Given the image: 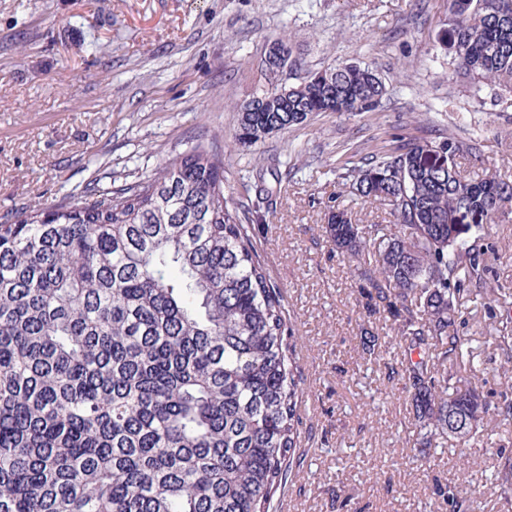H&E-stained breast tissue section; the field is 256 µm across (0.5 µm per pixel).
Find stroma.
I'll return each mask as SVG.
<instances>
[{"mask_svg": "<svg viewBox=\"0 0 512 512\" xmlns=\"http://www.w3.org/2000/svg\"><path fill=\"white\" fill-rule=\"evenodd\" d=\"M447 0H0V220L32 203L80 200L87 187L153 174L195 140L224 153V194L275 166L286 192L252 242L284 297L302 368L303 457L276 497L290 512H446L436 484H470L512 461V419L491 413L487 442L461 460L455 441L412 462V416L392 373L399 340L370 313L357 264L322 232L327 205L358 224H387L385 209L347 195L337 165L359 146L448 128L474 141L461 173L512 179V112L478 109L466 82L448 83L434 48ZM289 38L303 72L367 63L391 93L381 110L312 115L250 147L237 145V107L263 89L275 35ZM484 289L464 297L456 330L463 361L448 370L491 401L512 363V219L489 227ZM386 345L357 355L361 332Z\"/></svg>", "mask_w": 512, "mask_h": 512, "instance_id": "stroma-1", "label": "stroma"}]
</instances>
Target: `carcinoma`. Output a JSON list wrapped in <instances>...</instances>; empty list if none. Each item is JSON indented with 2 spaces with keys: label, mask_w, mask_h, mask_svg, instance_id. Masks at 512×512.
Listing matches in <instances>:
<instances>
[{
  "label": "carcinoma",
  "mask_w": 512,
  "mask_h": 512,
  "mask_svg": "<svg viewBox=\"0 0 512 512\" xmlns=\"http://www.w3.org/2000/svg\"><path fill=\"white\" fill-rule=\"evenodd\" d=\"M436 47L448 82L512 108V0H448ZM284 68L238 109L246 146L316 112L383 107L372 67L340 62L278 95ZM454 133L368 153L349 193L389 210L368 227L330 208L325 233L359 259L369 304L404 351V381L426 457L438 439L476 448L496 411L448 372L463 359L460 302L485 283L487 224L512 205V181L463 176L476 155ZM244 199L224 195V157L197 141L156 173L88 187L73 205L30 204L0 223V512H270L301 460L302 370L280 289L250 236L273 212L264 176ZM453 392H448V389ZM464 429L448 431V414ZM485 486L512 503V471ZM448 512H472L456 484L436 485Z\"/></svg>",
  "instance_id": "carcinoma-1"
}]
</instances>
